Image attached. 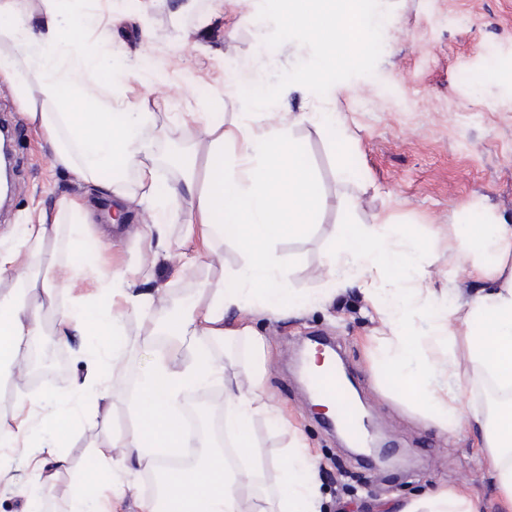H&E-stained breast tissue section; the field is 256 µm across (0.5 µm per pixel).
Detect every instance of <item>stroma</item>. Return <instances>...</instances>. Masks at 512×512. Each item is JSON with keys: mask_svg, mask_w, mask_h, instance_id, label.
I'll list each match as a JSON object with an SVG mask.
<instances>
[{"mask_svg": "<svg viewBox=\"0 0 512 512\" xmlns=\"http://www.w3.org/2000/svg\"><path fill=\"white\" fill-rule=\"evenodd\" d=\"M378 30L359 49L363 64L338 73L333 85L307 88L294 83L303 54L288 36L262 39L257 0H103L110 34L101 51L118 70H135L114 86L98 74L104 90L118 101L142 104L144 111L202 112L207 121L234 128L248 103L267 94V109L282 112H332L335 127L306 122L294 131L306 163L315 171L324 199L316 225L305 237L277 246L289 268L288 287L309 299L298 314L250 315L246 323L266 343L265 400L286 422L257 416L253 434L265 463L263 476L241 491L249 512L258 496L273 499L280 463L295 439H302L317 461L320 512H381L383 503H425L448 489L470 499L476 512H502L496 484L479 450L481 436L468 426L445 432L422 400L404 399L385 358L394 337L382 314L399 285L375 274V290L361 281L336 283L323 274L333 232L363 224L378 235L412 242L426 274L433 304H458L481 291L483 283L454 268L464 224L512 225V0H384ZM14 130L16 189L0 226L37 221L58 202L82 198L87 231L66 253L78 264L103 262L136 271L150 269L140 288H164L171 305L183 304L198 280L232 278L250 259L242 247L215 240L203 246L186 240V227L171 225L167 243L147 257L141 237L149 221L138 201L117 205L104 188L52 167L39 146L35 128L16 108L9 88L0 85V118ZM122 207L126 220L108 214ZM109 239V248L100 240ZM432 319L421 302H411L407 335L419 341L425 360L458 359L468 382L464 401L486 412L491 407L489 379L463 357L464 338L454 344L427 341ZM311 337L337 341L368 411L369 433H381L397 455L390 464L371 463L349 449L310 409L293 373L295 357ZM119 341V363L100 360L106 337L88 331L80 343L65 346L46 337L64 358V374L40 378V365L15 371L10 389L0 388V421L14 417L32 424L58 413L88 416L96 397L75 393L73 383L88 369L101 367L115 393L110 418L97 426H78L65 452L71 466L45 486L46 512H64L75 473L90 475L103 492L110 478L91 455L115 430L131 427L132 400L148 371L157 344L137 316L127 318ZM45 392L50 402L19 405L17 394ZM33 449L22 443L0 448V467L15 476L0 483V512H21L20 486L30 471Z\"/></svg>", "mask_w": 512, "mask_h": 512, "instance_id": "35a3bbf8", "label": "stroma"}]
</instances>
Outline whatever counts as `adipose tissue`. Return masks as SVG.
Wrapping results in <instances>:
<instances>
[{"instance_id": "obj_1", "label": "adipose tissue", "mask_w": 512, "mask_h": 512, "mask_svg": "<svg viewBox=\"0 0 512 512\" xmlns=\"http://www.w3.org/2000/svg\"><path fill=\"white\" fill-rule=\"evenodd\" d=\"M65 2L42 0L44 17L34 26L27 20L30 0H0V83L11 89L17 108L40 132L51 165L83 181L104 182L119 201L129 199L127 175L135 173L140 200L151 213L145 227L148 244L163 245L169 225L197 224L203 243L220 236L247 248L252 259L228 281H201L178 309L167 304L163 289H138L129 283L126 271L94 266L92 282L114 298L111 307L100 311L91 302H62V294L76 288V278L53 281L31 273L37 266L56 265V258L45 249L58 242L62 225H69L75 235L83 231L86 217L78 200L60 201L51 219L21 229L0 228V281L12 280L14 286L12 293L0 295V378L9 375L13 366L27 363L33 345L42 340L46 318L56 323V342L66 345L90 330L118 336L125 320L138 315L164 337L165 344L157 350L138 395V425L114 432L110 443L95 447L98 468L118 475L152 468L160 459L191 448L192 462L160 474L170 494L168 501L139 498L138 512H242L239 490L259 478L260 467L252 462L229 464L221 448L196 440L184 425L182 396L189 388L224 377L223 364L209 357L202 340L239 334L248 337L252 358L246 388L224 407L225 424L236 447H252L254 417L271 414L259 393L264 341L250 335L248 328L227 326L224 318L229 311L249 313L257 305L270 314L280 313L288 280L277 245L287 237L305 236L322 209L312 170L303 162L291 131L302 119L333 127L336 115L309 112L299 118L283 113L269 124L264 99H254L238 131L213 123L207 127L206 149L187 142L186 151L192 159L203 157V166L192 162L165 194H158L156 142L146 134L148 127L157 126L156 116L143 111L141 104L119 106L105 90L78 84L79 72L97 73L108 70L109 64L98 42L70 48L68 26L97 30L101 18L92 11L65 16ZM379 18L380 0H276L273 12L260 14L258 22L308 47L303 81L316 86L337 70L359 65L355 49ZM238 133L243 136L242 154L233 164H225L224 143ZM185 195L192 201L186 212L173 205ZM463 236L457 269L495 279L496 285L465 306L435 310L431 336L440 341L465 336L469 361L501 387L512 389V227L468 224ZM325 265L339 281L367 279L379 270L399 281L425 279L413 247L377 237L361 224L345 225L334 235ZM385 319L400 335L388 358L400 393L410 400H427L440 423L463 419L481 433L485 462L506 512H512V402L480 413L464 405L457 391L439 395L434 382L444 367L419 359L414 344L404 338V300L391 302ZM72 422L71 416L61 414L36 427L25 421L0 424L1 447L29 440L38 445L21 489L23 512H42L40 490L68 468L60 437ZM315 470L316 461L303 445L289 448L276 512H319Z\"/></svg>"}]
</instances>
